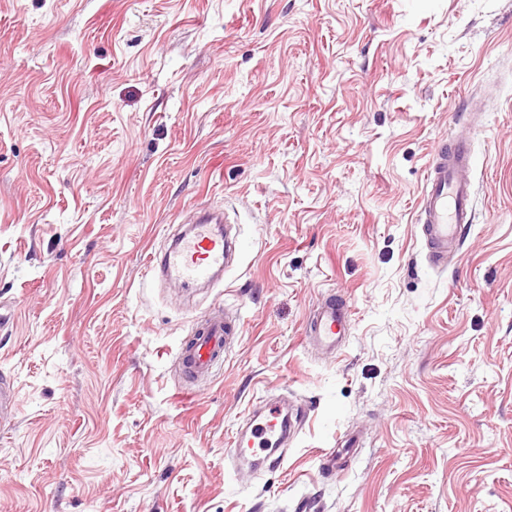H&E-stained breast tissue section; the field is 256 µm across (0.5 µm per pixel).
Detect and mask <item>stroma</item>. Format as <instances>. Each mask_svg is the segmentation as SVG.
<instances>
[{
	"label": "stroma",
	"mask_w": 512,
	"mask_h": 512,
	"mask_svg": "<svg viewBox=\"0 0 512 512\" xmlns=\"http://www.w3.org/2000/svg\"><path fill=\"white\" fill-rule=\"evenodd\" d=\"M462 130L475 222L434 270L416 207ZM203 204L240 254L169 287L146 258ZM1 302L0 512H512V0H0ZM216 306L243 332L191 394ZM280 399L281 467L234 471ZM349 322L350 310L346 303L327 298L314 309L307 332L322 348L336 351L346 335ZM263 409L254 406L245 423L234 433L230 450L236 460L247 455L257 456V451L265 452L269 444L286 447L295 435L294 423L279 421L280 405L266 402Z\"/></svg>",
	"instance_id": "obj_1"
}]
</instances>
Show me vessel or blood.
I'll use <instances>...</instances> for the list:
<instances>
[{
	"label": "vessel or blood",
	"instance_id": "1",
	"mask_svg": "<svg viewBox=\"0 0 512 512\" xmlns=\"http://www.w3.org/2000/svg\"><path fill=\"white\" fill-rule=\"evenodd\" d=\"M472 149L465 137L454 136L437 142L432 163L427 169L418 207V221L426 257L431 268L441 269L449 257L458 254L463 229L475 219ZM219 208L199 209L190 231L174 236L168 248L147 258L150 273L178 282L182 288L211 280L223 270L231 247L213 225L223 223ZM350 322L345 302L328 298L317 306L310 318L308 333L322 348L336 350ZM242 334L239 320L223 309L212 308L195 322L192 336L178 355L181 381L189 390L209 381L232 342ZM278 404L253 407L245 423L231 441V455L242 459L260 455L261 465L278 468L280 457L268 454V446H287L296 433L294 424L282 422Z\"/></svg>",
	"mask_w": 512,
	"mask_h": 512
}]
</instances>
